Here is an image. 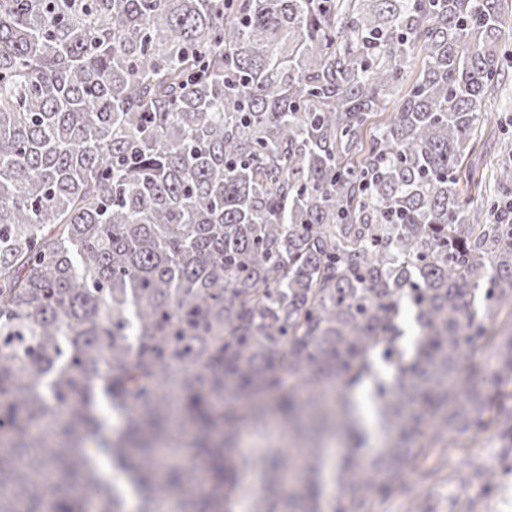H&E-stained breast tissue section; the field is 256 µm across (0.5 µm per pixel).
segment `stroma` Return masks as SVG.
Returning a JSON list of instances; mask_svg holds the SVG:
<instances>
[{
	"label": "stroma",
	"instance_id": "obj_1",
	"mask_svg": "<svg viewBox=\"0 0 512 512\" xmlns=\"http://www.w3.org/2000/svg\"><path fill=\"white\" fill-rule=\"evenodd\" d=\"M491 131L478 136L468 167L482 173L494 167L505 143L512 142V83L496 99ZM512 512V447L500 424L479 437L464 435L456 445L432 448L411 463L396 489L373 500V512Z\"/></svg>",
	"mask_w": 512,
	"mask_h": 512
}]
</instances>
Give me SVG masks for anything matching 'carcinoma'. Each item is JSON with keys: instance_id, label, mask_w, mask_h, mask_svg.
<instances>
[{"instance_id": "1", "label": "carcinoma", "mask_w": 512, "mask_h": 512, "mask_svg": "<svg viewBox=\"0 0 512 512\" xmlns=\"http://www.w3.org/2000/svg\"><path fill=\"white\" fill-rule=\"evenodd\" d=\"M508 41L503 0H0V512H128L99 455L139 512H323L331 457L371 512L492 407L512 434V169L459 189ZM272 409L288 445L238 451ZM485 341H479L474 345L464 356L463 364L466 368H475L484 371L490 375L491 366L494 364V359L490 358L492 348L486 346Z\"/></svg>"}]
</instances>
